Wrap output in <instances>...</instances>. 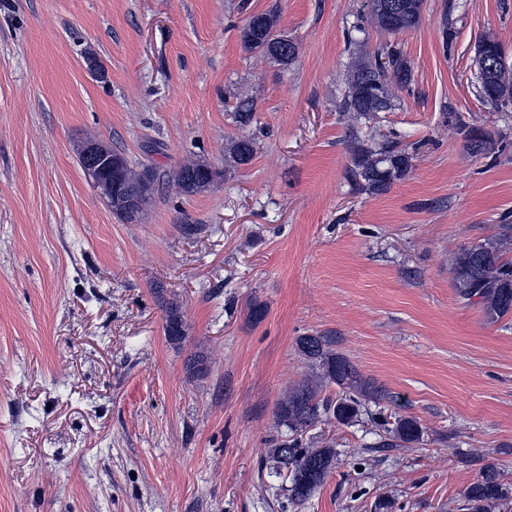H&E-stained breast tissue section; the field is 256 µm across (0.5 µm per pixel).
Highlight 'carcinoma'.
Masks as SVG:
<instances>
[{"instance_id": "1", "label": "carcinoma", "mask_w": 512, "mask_h": 512, "mask_svg": "<svg viewBox=\"0 0 512 512\" xmlns=\"http://www.w3.org/2000/svg\"><path fill=\"white\" fill-rule=\"evenodd\" d=\"M394 1L399 10L391 14L385 4ZM424 0H370V16L378 28L388 34H397L415 28L420 21ZM240 38L249 53L260 54L279 66L286 67L297 54L296 44L288 35L277 30L276 15L251 14L242 27ZM479 99L495 107L506 109L512 105V68L494 64L477 71ZM411 72L401 51L391 42L379 44L373 55L357 57L346 75L345 90L338 104L345 113L348 125L354 121L370 119L377 112L392 109L395 90L410 87ZM235 123L247 127L255 120L254 104L241 99L234 107ZM469 147L481 153L491 147L486 134L478 128L467 133ZM114 172L112 178L122 184L124 193L137 201L132 212L115 208L112 213L126 222H134L143 213L155 188L144 183L145 172L131 167L124 154L111 150ZM256 153V141L250 136L232 139L227 147V161L234 166L249 164ZM352 165L347 178L358 188L371 193L386 190L390 184L403 177L410 167V157L398 143L391 140L365 142L354 138ZM220 175L208 163L190 160L174 172V181L180 192L193 195L210 187L211 175ZM512 224L499 225V232L477 244L459 249L451 258L450 273L458 298L465 304L480 305L491 323L512 313ZM164 334L168 341L180 344L185 338L181 311L178 305L166 306ZM331 340L326 336L304 335L297 338V347L304 358L321 373L306 378L288 392L277 404L276 419L291 437L283 439L270 449L278 467L291 470L289 496L296 502L307 500L320 487L336 467V449L331 443L320 446H303L301 437L323 418H333L340 424L353 422L361 412L363 402L383 397V390L364 377L353 363L330 349ZM186 370L193 377H202L208 371L207 358L192 354ZM334 384L339 388L338 398H319L324 386ZM391 446H402L422 440L423 430L411 417L398 419L392 430ZM505 497L496 471L483 469L473 483L463 491L467 512H491Z\"/></svg>"}]
</instances>
